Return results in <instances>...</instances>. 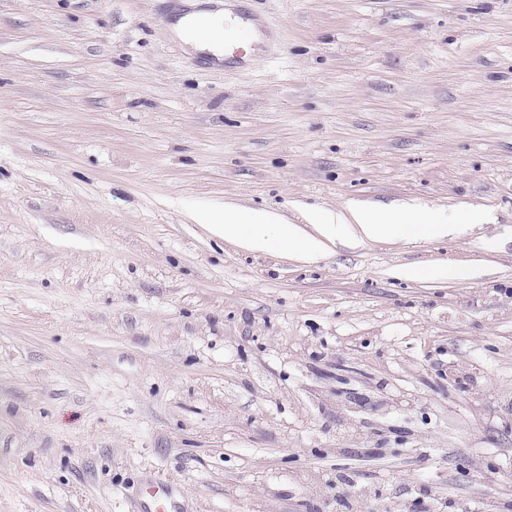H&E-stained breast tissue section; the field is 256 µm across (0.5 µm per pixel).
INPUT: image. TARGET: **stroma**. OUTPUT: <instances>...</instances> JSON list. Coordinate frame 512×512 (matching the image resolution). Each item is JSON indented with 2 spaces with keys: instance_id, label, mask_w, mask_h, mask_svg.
Masks as SVG:
<instances>
[{
  "instance_id": "1",
  "label": "stroma",
  "mask_w": 512,
  "mask_h": 512,
  "mask_svg": "<svg viewBox=\"0 0 512 512\" xmlns=\"http://www.w3.org/2000/svg\"><path fill=\"white\" fill-rule=\"evenodd\" d=\"M245 16L224 66L179 37ZM482 210L304 257L200 224ZM512 512V0H0V512ZM223 21L224 16L222 17L221 12L187 14L178 20L175 27L183 38L194 37L195 41H199L200 49L209 50L220 58L224 42V29L221 26ZM200 32L206 34L197 37ZM173 491L168 484H157L147 500L145 508L147 511L143 512H171V500Z\"/></svg>"
}]
</instances>
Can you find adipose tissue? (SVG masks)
<instances>
[{
  "mask_svg": "<svg viewBox=\"0 0 512 512\" xmlns=\"http://www.w3.org/2000/svg\"><path fill=\"white\" fill-rule=\"evenodd\" d=\"M222 21L223 17L218 13L188 14L178 20L176 29L181 36L197 38L200 49L218 55L222 52L224 41ZM275 224L280 227V247L308 257L315 256L321 250L323 241L346 235L362 241H380L420 230L437 236H451L462 227L458 214L452 211L411 212L399 223L390 224L380 212L359 208L350 210L346 215L329 213L322 216L315 234L311 235L296 225L281 224L277 214L266 213L252 218L238 209L228 207L224 210L223 221L209 223L208 228L216 235L241 239L251 248L263 250L270 246L265 229Z\"/></svg>",
  "mask_w": 512,
  "mask_h": 512,
  "instance_id": "1",
  "label": "adipose tissue"
}]
</instances>
